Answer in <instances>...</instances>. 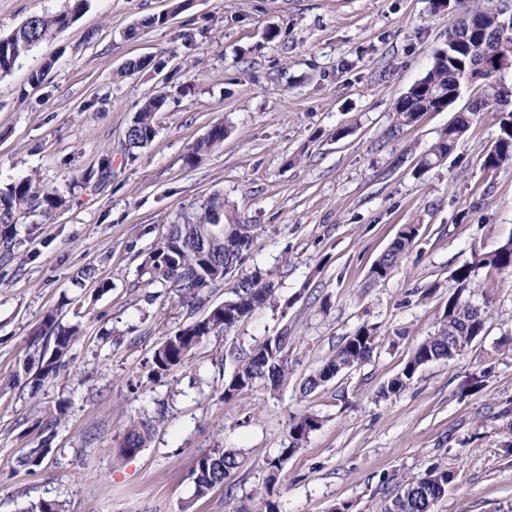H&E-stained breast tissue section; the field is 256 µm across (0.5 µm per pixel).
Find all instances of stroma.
Returning a JSON list of instances; mask_svg holds the SVG:
<instances>
[{
	"instance_id": "stroma-1",
	"label": "stroma",
	"mask_w": 512,
	"mask_h": 512,
	"mask_svg": "<svg viewBox=\"0 0 512 512\" xmlns=\"http://www.w3.org/2000/svg\"><path fill=\"white\" fill-rule=\"evenodd\" d=\"M89 0L52 40L0 78V184L32 177L65 191L66 208L22 215L0 238V512L46 499L65 512H386L401 482L435 464L451 481L433 512H512V271L478 256L512 239V162L484 165L499 125L474 121L448 159L421 160L455 112L422 113L391 135L398 99L446 47L454 17L436 0ZM68 0H0V37ZM166 15L151 27L142 21ZM150 56L158 70L121 69ZM52 70L31 74L45 60ZM168 93L157 134L134 156L121 142L139 103ZM227 133L199 162L191 146ZM112 156V178L72 179ZM224 196L260 225L248 267L276 298L229 333L209 336L181 367L151 379L164 334L203 319L230 282L187 303L141 269L169 225ZM419 234L386 279L371 269L402 225ZM471 270L485 329L450 361L382 389L432 336ZM94 268L85 278L84 268ZM78 326L56 374L32 391L52 345L48 313ZM380 345L313 392L305 380L360 326ZM288 331L291 374L276 392L225 398L230 348ZM319 422L279 471L292 418ZM155 421L145 446L122 451L129 421ZM46 446L39 465L29 449ZM242 458L224 487L194 497L199 457Z\"/></svg>"
}]
</instances>
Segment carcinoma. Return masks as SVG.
Here are the masks:
<instances>
[{"instance_id":"carcinoma-1","label":"carcinoma","mask_w":512,"mask_h":512,"mask_svg":"<svg viewBox=\"0 0 512 512\" xmlns=\"http://www.w3.org/2000/svg\"><path fill=\"white\" fill-rule=\"evenodd\" d=\"M87 2L70 0L67 10L34 16L8 37L0 38V76L9 75L17 60L33 47L53 39L87 7ZM459 6L466 14L484 18L488 37L494 42L512 36V32L499 24L497 10L490 0L487 3L484 0H459ZM471 64L472 60L463 53L443 49L436 51L427 75L398 100L395 127L399 129L411 124L422 110L442 112L448 109V93L454 90L457 79L469 70ZM156 67L158 64L152 58H135L126 63L121 74L133 75ZM501 90L512 91V84L506 83L498 74L490 76L483 86L480 100L469 111L459 113L453 124L439 133L423 157L421 166L430 168L447 158L468 131L472 121L485 110L499 113V135L494 150L486 155L484 165L496 168L512 161V112H502L497 107ZM166 103L167 99L159 95L142 103L122 143L124 153L132 156L134 150L153 141L156 136V113L163 111ZM223 140L224 125L217 123L205 138L192 146L188 159L200 157ZM67 204L68 198L64 193L47 190L31 178L0 185V235L6 240L11 238L13 225L21 213L38 210L49 214ZM256 232L257 225L240 223L234 208L223 197L215 195L202 207L201 212L187 217L182 224L170 225L164 236L155 242L148 268L150 279L182 299L198 298L199 291L224 281L229 271L235 272L238 279L231 286L230 295L224 299V303L214 306L204 319L164 337L151 358L153 376L161 377L184 365L208 336L230 331L239 322L266 306L275 296L276 285L266 272L258 267L243 268ZM417 233L418 225H404L372 267V277L385 279L414 243ZM482 262L497 269L512 270V239L483 257ZM469 277L468 267L456 273L459 293L448 298V307L437 332L416 348L401 374L386 385L383 395L404 390L420 366L461 355L483 332L486 311L476 309V304L462 297ZM44 326L45 335L53 337V348L50 356L41 361V366L31 376L30 384L35 390L56 374L76 334V329L60 326L52 314L47 316ZM379 343L380 338L373 328H358L307 380L309 389L325 382L328 374L336 375L361 365L370 358ZM229 357L234 367L224 377V398L230 399L258 387L275 391L290 374L288 331L257 342L247 351L233 349ZM316 425L317 419L308 415L292 421L289 426V445L278 456L267 459L269 468L274 471L279 469L288 454L301 448ZM154 428L155 425L149 422H131L126 427L123 450L142 448ZM238 465L236 454L222 448H216L200 457L195 469L194 496L203 497L214 488L223 486L228 473L238 468ZM450 478L448 468L440 465L431 467L425 476L399 485V491L391 499L388 512H431L435 503L445 495ZM23 512H64V505L55 500H40L30 503Z\"/></svg>"}]
</instances>
